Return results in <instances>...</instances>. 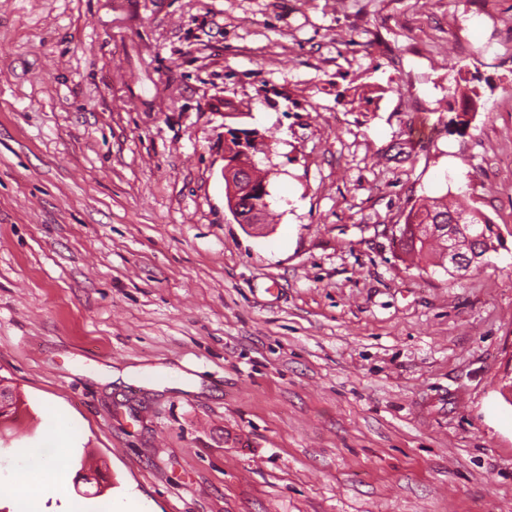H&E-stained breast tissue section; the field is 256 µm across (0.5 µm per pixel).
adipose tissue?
<instances>
[{
  "instance_id": "ef3b65f1",
  "label": "adipose tissue",
  "mask_w": 512,
  "mask_h": 512,
  "mask_svg": "<svg viewBox=\"0 0 512 512\" xmlns=\"http://www.w3.org/2000/svg\"><path fill=\"white\" fill-rule=\"evenodd\" d=\"M51 420L48 433L35 448L21 449L25 467L15 470L10 488L15 512H43L42 494L62 490L64 477L56 467L57 459L77 443L82 431L57 407H48Z\"/></svg>"
}]
</instances>
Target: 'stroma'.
Here are the masks:
<instances>
[{
    "instance_id": "obj_1",
    "label": "stroma",
    "mask_w": 512,
    "mask_h": 512,
    "mask_svg": "<svg viewBox=\"0 0 512 512\" xmlns=\"http://www.w3.org/2000/svg\"><path fill=\"white\" fill-rule=\"evenodd\" d=\"M447 193L503 241L462 275L399 239ZM1 376V458L85 430L47 512H512V0H0ZM238 142L241 143L242 146H238L239 150H243L248 153V156H245L246 162H242L236 159H231L233 153H229V151L225 150V145L229 143L231 136L224 132V154L222 155L224 161V167L222 169V174L226 180L227 190V207L235 220H239L242 224L249 225H261L263 224V215L266 211L268 202L266 197L269 196V191L267 190V183L263 182L264 191L267 192L266 195L263 196V203L266 205H262L261 195L255 194L256 187V170L257 163L254 160L256 153L251 154V152L246 149L243 145L245 144V136L242 133H239ZM253 196L257 202L254 204L252 211L245 215H240V211L242 208L239 204L242 201L245 202H254V200L250 199V196ZM257 204V205H256Z\"/></svg>"
}]
</instances>
